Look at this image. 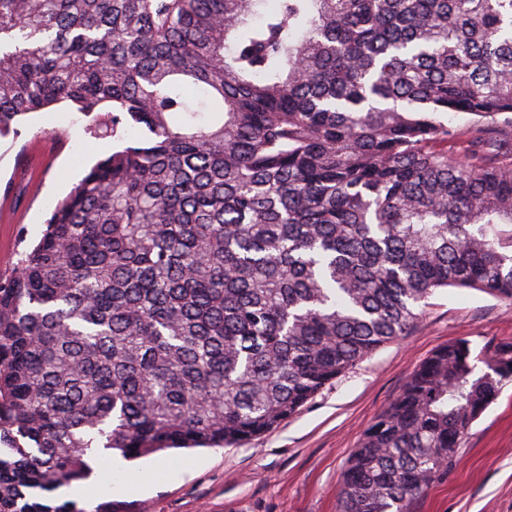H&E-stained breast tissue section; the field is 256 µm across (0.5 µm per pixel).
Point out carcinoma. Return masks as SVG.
I'll return each mask as SVG.
<instances>
[{
  "mask_svg": "<svg viewBox=\"0 0 512 512\" xmlns=\"http://www.w3.org/2000/svg\"><path fill=\"white\" fill-rule=\"evenodd\" d=\"M60 104L117 145L0 273V512L251 441L439 290L512 301V0H0V137ZM511 381V338L435 350L340 512H412ZM448 125L457 130L458 138L454 144V148L458 152H462L467 139L472 135V116L463 113H448Z\"/></svg>",
  "mask_w": 512,
  "mask_h": 512,
  "instance_id": "obj_1",
  "label": "carcinoma"
}]
</instances>
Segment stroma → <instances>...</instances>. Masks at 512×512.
Wrapping results in <instances>:
<instances>
[{
	"label": "stroma",
	"instance_id": "35a3bbf8",
	"mask_svg": "<svg viewBox=\"0 0 512 512\" xmlns=\"http://www.w3.org/2000/svg\"><path fill=\"white\" fill-rule=\"evenodd\" d=\"M88 120L64 108L29 116L19 136L0 139V178L11 174L16 143L59 145L17 181L20 222L0 219V262L37 242L56 202L112 152ZM466 337L476 346L512 338V302L474 290L447 289L428 301L409 336L385 345L310 400L294 417L243 445L170 450L131 461L129 471L152 472L144 491L111 481L110 458L63 498L86 512L110 498L115 512H339L342 474L376 416L398 395L410 373L435 349ZM413 512H512V384L474 424L447 477Z\"/></svg>",
	"mask_w": 512,
	"mask_h": 512
}]
</instances>
